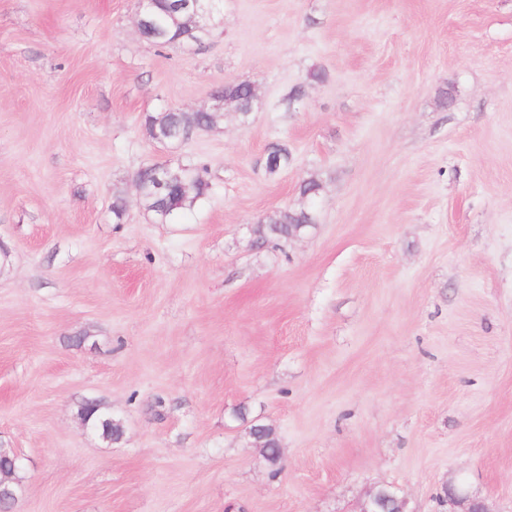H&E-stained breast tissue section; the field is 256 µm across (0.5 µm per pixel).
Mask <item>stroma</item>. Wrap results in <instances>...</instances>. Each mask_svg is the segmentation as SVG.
Masks as SVG:
<instances>
[{
	"label": "stroma",
	"mask_w": 512,
	"mask_h": 512,
	"mask_svg": "<svg viewBox=\"0 0 512 512\" xmlns=\"http://www.w3.org/2000/svg\"><path fill=\"white\" fill-rule=\"evenodd\" d=\"M135 11L0 0L13 512H358L383 484L448 512L459 479L512 512V0H224L169 48ZM238 81L263 102L249 123L148 138L146 113ZM275 143L292 161L271 176ZM198 158L212 193L154 221L136 172ZM312 176L316 223L255 245ZM108 420L106 425L103 426L102 421ZM88 424L92 428L99 429L101 431V435L110 440H118L122 435V425L121 423L113 419L112 416L105 413L102 409H97L95 412L89 415Z\"/></svg>",
	"instance_id": "1"
}]
</instances>
